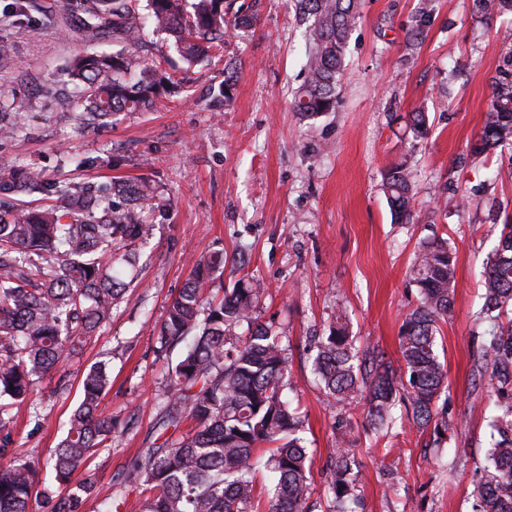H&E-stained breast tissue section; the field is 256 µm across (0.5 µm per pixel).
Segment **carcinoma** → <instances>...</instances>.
Instances as JSON below:
<instances>
[{"label": "carcinoma", "instance_id": "obj_1", "mask_svg": "<svg viewBox=\"0 0 512 512\" xmlns=\"http://www.w3.org/2000/svg\"><path fill=\"white\" fill-rule=\"evenodd\" d=\"M64 0L63 14L81 15L80 35L88 50L73 58L67 76L74 108L90 125L115 112L153 109L173 76L148 61L143 45L149 24L172 40L181 61L192 66L224 37L252 26L258 0ZM310 20L306 77L294 106L314 119L336 111L339 75L361 0H294ZM481 19L512 13V0H472ZM435 0H419L407 43L417 47L427 33ZM112 37L116 50L96 44ZM413 134H428L427 113L409 116ZM512 146V79L494 81V93L478 139L476 158ZM382 191L394 221L413 224L414 184L408 162L382 173ZM14 196L35 205L9 206ZM156 200L147 182L49 180L39 173L0 178V512H32V495L48 512H83L93 495H104L106 512H311V464L298 435L303 421L283 390L288 358L272 326L256 321L264 284L240 279L213 294L214 275L224 272V254L199 260L170 300L157 328L159 352L180 356L169 370L172 399L163 426H194L168 446L150 450L136 463L139 498L100 491L92 457L109 446L116 423L99 411L109 385L108 364L84 373L81 396L64 437L49 456L52 483L34 491L36 473L11 454L15 405L32 398L38 383L79 354L112 316L130 283L123 266L139 255L135 244L152 225L141 213ZM418 304L399 329L403 365L379 352L363 360L351 323L339 309L312 339L313 373L336 411V451L326 472L325 512H357V463L345 448L352 427L350 408L364 397L365 419L381 440L409 423L435 436L452 429L447 372L436 352L439 323L454 305L456 253L447 239L419 243L412 266ZM480 314L487 338L473 357L472 374L487 377L497 394L491 447L475 472L472 512H512V217L505 216L498 244L487 258ZM270 474L259 484V463Z\"/></svg>", "mask_w": 512, "mask_h": 512}]
</instances>
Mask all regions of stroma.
Masks as SVG:
<instances>
[{
  "instance_id": "stroma-1",
  "label": "stroma",
  "mask_w": 512,
  "mask_h": 512,
  "mask_svg": "<svg viewBox=\"0 0 512 512\" xmlns=\"http://www.w3.org/2000/svg\"><path fill=\"white\" fill-rule=\"evenodd\" d=\"M16 35L0 40V119L21 113L22 131L0 141V176L37 171L44 177L105 183L146 180L160 202L146 262L131 274L123 300L79 357L65 361L17 405L14 452L39 483L44 462L63 434L80 394V378L109 364L111 385L101 408L117 426L112 445L92 466L99 486L136 497L130 465L173 438L161 425L174 357L156 352L155 331L193 264L223 253L216 287L242 277L267 290L256 312L278 330L288 357L286 396L304 420L301 432L316 492L336 448L335 412L311 371L309 338L337 309L346 310L360 352L397 360L398 333L418 300L410 275L420 241L443 237L457 251L454 306L437 337L448 373L450 437L405 428L394 451L365 427L362 407L347 439L358 462L362 512H471L473 474L490 442L494 393L474 382L471 354L483 343L476 313L484 262L501 230L491 211L512 215V148L471 162L492 97L491 80L507 71L512 14L477 19L471 0H437L426 37L409 50L406 31L417 0H364L350 36L336 111L304 119L293 106L304 81L306 26L290 0H260L256 25L239 30L189 83L150 112H119L80 127L63 106L61 78L82 52L78 17L49 16L58 0H32ZM239 78L225 100L224 63ZM428 114L427 139L415 140L407 115ZM408 161L415 185V224L394 223L381 174Z\"/></svg>"
}]
</instances>
